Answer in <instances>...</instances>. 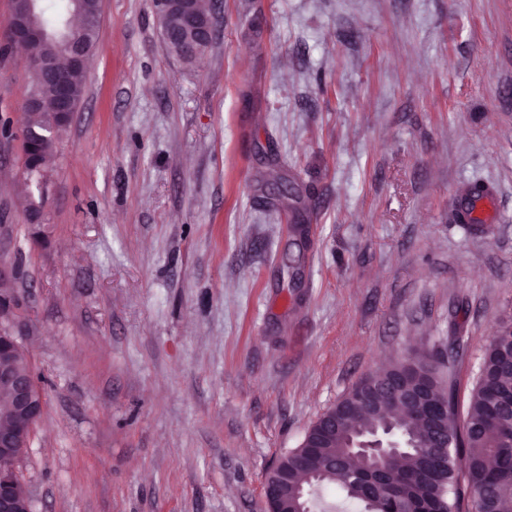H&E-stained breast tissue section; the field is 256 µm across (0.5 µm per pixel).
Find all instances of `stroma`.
I'll use <instances>...</instances> for the list:
<instances>
[{"instance_id":"35a3bbf8","label":"stroma","mask_w":512,"mask_h":512,"mask_svg":"<svg viewBox=\"0 0 512 512\" xmlns=\"http://www.w3.org/2000/svg\"><path fill=\"white\" fill-rule=\"evenodd\" d=\"M213 2L188 65L150 0H101L36 187L0 0V325L44 400L33 512H267V469L355 382L439 352L465 403L512 312V0ZM476 181L496 197L470 229ZM184 29L200 31V36L194 44L186 62H195L202 57L211 45L215 35V17L210 10L208 14L188 13L181 21Z\"/></svg>"}]
</instances>
